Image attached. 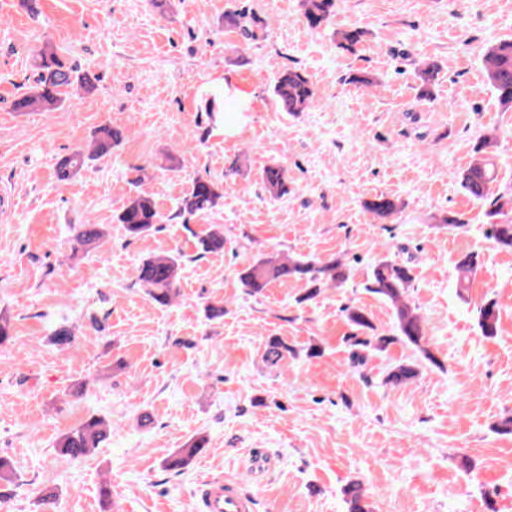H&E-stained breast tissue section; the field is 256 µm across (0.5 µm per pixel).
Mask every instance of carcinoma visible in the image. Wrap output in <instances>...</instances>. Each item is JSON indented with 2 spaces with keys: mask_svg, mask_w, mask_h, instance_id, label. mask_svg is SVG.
<instances>
[{
  "mask_svg": "<svg viewBox=\"0 0 512 512\" xmlns=\"http://www.w3.org/2000/svg\"><path fill=\"white\" fill-rule=\"evenodd\" d=\"M336 10V0H303V17L311 31H318L329 23ZM340 45L351 49L365 36L361 29L336 32ZM487 78L494 88L499 104L512 110V39H504L491 45L485 53ZM35 69L37 77L29 91L14 103L18 112L31 110L53 111L63 102L62 95L68 89L89 92L95 88L94 78L80 72L77 67L64 62L53 45L46 43L36 53ZM439 73V66L428 63L422 66L417 77L423 90L429 91ZM273 95L282 108L298 114L308 111L315 102V89L309 76L300 71L289 69L281 73L273 85ZM123 139L122 131L110 125L98 127L92 137L89 148L74 150L56 163L55 176L65 182L74 178L89 162L112 154ZM495 131L483 134L475 146L476 157L470 166L459 175L463 190L475 200L488 199L487 187L494 180V167L490 160L493 148L497 146ZM261 182L271 197L280 198L288 193V177L283 167L268 165L260 174ZM224 194L218 184L203 179L193 181L190 192L179 205L175 216L188 221L193 216L206 215L216 210ZM490 200V199H488ZM489 215L496 217L512 210V194H501L490 200ZM365 208L377 219L384 221L393 217L401 204L387 195H377L365 202ZM115 220L123 225L130 238H141L159 230L163 216L155 202L149 196L136 194L130 197L117 213ZM106 231L99 224H78L73 228V241L81 247H93L102 241ZM490 238L495 245L505 251H512V221L491 225ZM224 250V225L212 224L208 230L197 237L196 253L203 257L209 253ZM184 265V256L179 253L164 254L144 259L134 268L135 282L147 288L151 299L161 306H169L179 296L177 284ZM479 265V256L468 253L456 263L458 293L469 288L471 275ZM351 279L350 267L339 257L319 260L306 256H282L267 254L254 259L238 272V282L244 292L250 296L262 294L265 288L275 281H298L304 284L305 292L299 301L313 300L324 288H340ZM413 268L401 260L382 259L372 268L363 288L370 294L390 303L393 308L394 330L391 334L378 332L367 311L356 305L344 308L347 320L355 333L349 337L352 363L360 365L365 361L366 353L371 350L382 351L395 341H402L417 347L430 363L437 360L423 346L425 329L421 316L409 301L413 288ZM498 309L493 300L487 301L477 312V325L485 336L497 334ZM292 351V348L277 336L267 339L264 360L270 366H276ZM419 375V367L414 364H399L386 376V383L394 386L405 384ZM112 434V422L92 416L80 426L63 434L56 442L58 451L71 459H79L91 454ZM209 445L205 434H197L190 439L186 447L178 449L166 460L170 471L183 473L193 459ZM348 512H369L364 501L361 487L351 484L344 489Z\"/></svg>",
  "mask_w": 512,
  "mask_h": 512,
  "instance_id": "carcinoma-1",
  "label": "carcinoma"
}]
</instances>
